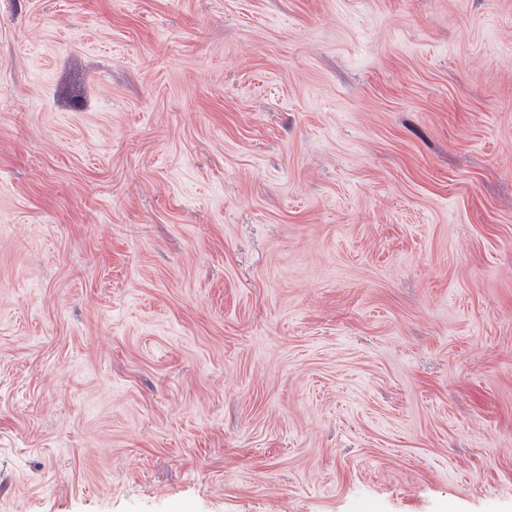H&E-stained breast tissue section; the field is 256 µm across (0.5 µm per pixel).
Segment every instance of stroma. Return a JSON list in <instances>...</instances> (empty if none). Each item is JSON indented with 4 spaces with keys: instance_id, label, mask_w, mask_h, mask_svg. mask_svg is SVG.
<instances>
[{
    "instance_id": "35a3bbf8",
    "label": "stroma",
    "mask_w": 512,
    "mask_h": 512,
    "mask_svg": "<svg viewBox=\"0 0 512 512\" xmlns=\"http://www.w3.org/2000/svg\"><path fill=\"white\" fill-rule=\"evenodd\" d=\"M0 512H512V0H0Z\"/></svg>"
}]
</instances>
